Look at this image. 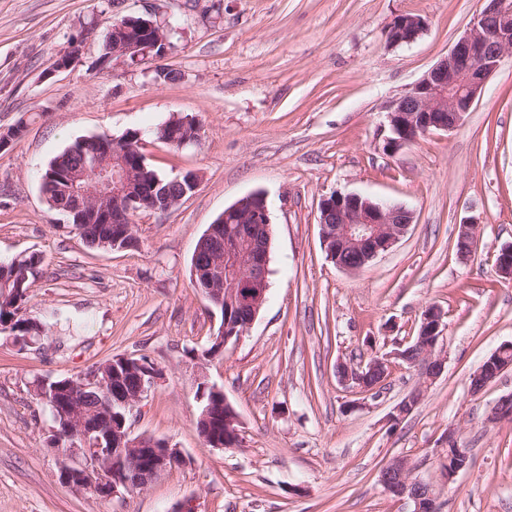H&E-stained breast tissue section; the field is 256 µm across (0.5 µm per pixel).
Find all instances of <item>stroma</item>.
Wrapping results in <instances>:
<instances>
[{
  "instance_id": "stroma-1",
  "label": "stroma",
  "mask_w": 512,
  "mask_h": 512,
  "mask_svg": "<svg viewBox=\"0 0 512 512\" xmlns=\"http://www.w3.org/2000/svg\"><path fill=\"white\" fill-rule=\"evenodd\" d=\"M486 0H0V262L42 257L26 314L42 329L25 349L0 333V512H412L381 470L407 458L433 486L439 512H512V420L492 421L512 394V370L481 391L471 381L512 343V280L496 259L512 244V59L450 131L384 153L386 107L441 58ZM154 12L172 26L163 57L99 64L110 24ZM426 23L414 42L386 34L400 14ZM77 58L57 62L71 47ZM179 73L176 81L159 71ZM201 124L175 149L155 130L173 116ZM138 130L147 163L170 178L200 175L164 214L132 218L137 243L98 250L40 193L49 162L75 140ZM271 220L267 301L240 339L200 363L221 316L194 288L195 246L224 209L255 192ZM340 192L414 213L407 233L356 274L323 247L319 203ZM480 224L467 259L458 226ZM444 313L443 372L393 367L376 395L342 384L359 363L413 339L423 312ZM115 356L161 371L135 407V433L186 457L147 488L115 498L77 493L59 478L52 419L35 379L77 377ZM237 415L239 445L199 437V377ZM421 400L403 419L395 407ZM469 449L452 482L449 443Z\"/></svg>"
}]
</instances>
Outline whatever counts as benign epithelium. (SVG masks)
I'll return each instance as SVG.
<instances>
[{
    "instance_id": "1",
    "label": "benign epithelium",
    "mask_w": 512,
    "mask_h": 512,
    "mask_svg": "<svg viewBox=\"0 0 512 512\" xmlns=\"http://www.w3.org/2000/svg\"><path fill=\"white\" fill-rule=\"evenodd\" d=\"M425 29V22L412 14L397 16L389 26L387 40L393 45L408 44ZM169 25L156 15L126 17L113 32L126 35L113 55L123 61L134 56L140 61L159 45L169 46ZM512 56V0H488L485 9L458 39L448 54L421 80L387 106L389 135L383 150L396 153L402 146L431 131H449L479 100L488 77L499 69L503 59ZM131 138L96 140V150L84 162L69 168L57 179L65 191L49 199V205L66 213L74 224H121L141 210L165 213L182 198L194 192L199 175L189 171L172 179L181 195L173 196L162 182L146 181L140 173L143 164L129 162L127 143ZM413 223V212L400 205L376 202L359 194L335 193L319 204L318 224L329 259L347 273H357L403 237ZM478 223L459 225L458 237L471 253ZM270 216L264 195L253 192L224 209L212 223L204 242L196 249L191 266L193 282L204 291L211 307L222 315V324L211 337L210 346L197 357L210 361L219 356L232 339L247 332L266 302L269 291ZM499 274L512 280V245L497 256ZM442 312L429 307L422 316L417 340V360L427 364L431 379L441 373L443 360L432 355L442 334ZM1 332L12 336L13 344L24 349L40 333L36 320L0 324ZM505 345L482 363L474 379L480 386L495 381L512 367ZM406 360L402 349L374 354L368 363L337 364L341 382L363 392L376 390L366 378L376 369L390 373L394 361ZM161 373L147 362L133 357L112 359V421L89 409L84 403L88 390H103L106 383L100 370L93 369L76 382L41 380L33 396L62 420L68 432L69 448L60 467V480L76 491H89L113 498L125 491L142 489L163 472L186 463L182 452L167 442L133 430L132 411L143 395L160 379ZM224 435L214 431L210 407H200L197 429L203 440L216 448H232L239 441L236 415L224 405ZM469 459L462 448L448 449L444 477L453 481ZM380 482L392 494L413 503V512H427L434 501L433 487L413 477L404 457L392 460L380 474Z\"/></svg>"
}]
</instances>
